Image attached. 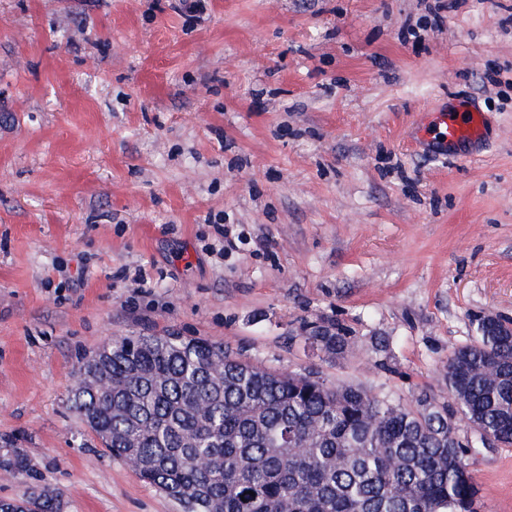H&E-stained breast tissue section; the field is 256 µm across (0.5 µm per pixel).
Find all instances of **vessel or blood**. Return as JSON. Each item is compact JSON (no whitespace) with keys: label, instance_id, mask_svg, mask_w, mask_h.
Segmentation results:
<instances>
[{"label":"vessel or blood","instance_id":"vessel-or-blood-1","mask_svg":"<svg viewBox=\"0 0 512 512\" xmlns=\"http://www.w3.org/2000/svg\"><path fill=\"white\" fill-rule=\"evenodd\" d=\"M486 133V115L465 102L456 109H440L420 129V141L442 148L465 141H478Z\"/></svg>","mask_w":512,"mask_h":512}]
</instances>
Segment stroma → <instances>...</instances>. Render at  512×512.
I'll return each instance as SVG.
<instances>
[{
    "mask_svg": "<svg viewBox=\"0 0 512 512\" xmlns=\"http://www.w3.org/2000/svg\"><path fill=\"white\" fill-rule=\"evenodd\" d=\"M452 97L488 129L451 157L414 132ZM478 315L512 319V0H0V453L42 475L0 498L178 512L70 408L109 337L407 403ZM336 320L344 356L298 343ZM471 469L512 512V448Z\"/></svg>",
    "mask_w": 512,
    "mask_h": 512,
    "instance_id": "1",
    "label": "stroma"
}]
</instances>
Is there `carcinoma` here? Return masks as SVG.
<instances>
[{"label":"carcinoma","mask_w":512,"mask_h":512,"mask_svg":"<svg viewBox=\"0 0 512 512\" xmlns=\"http://www.w3.org/2000/svg\"><path fill=\"white\" fill-rule=\"evenodd\" d=\"M474 331L448 355V401L424 394L422 409L175 332L114 336L83 357L79 370L106 384L77 385L71 408L181 512H481L470 460L482 449L458 431L512 447V328L480 316ZM300 340L336 356L354 343L340 322ZM0 471L38 477L18 452ZM0 512L61 502L34 492L1 499Z\"/></svg>","instance_id":"obj_1"}]
</instances>
